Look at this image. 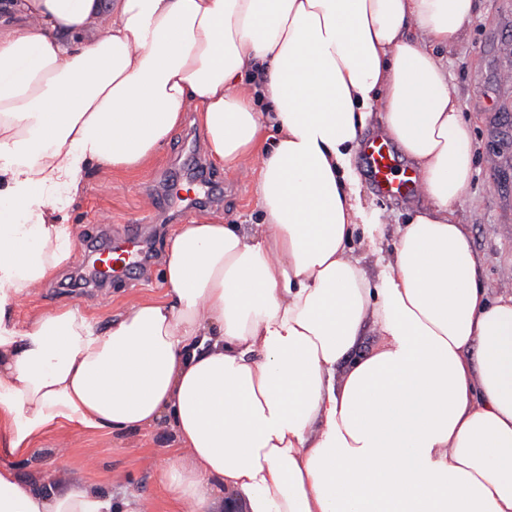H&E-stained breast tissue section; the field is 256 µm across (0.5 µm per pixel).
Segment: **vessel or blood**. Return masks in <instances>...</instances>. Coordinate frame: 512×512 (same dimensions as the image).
Segmentation results:
<instances>
[{
    "label": "vessel or blood",
    "mask_w": 512,
    "mask_h": 512,
    "mask_svg": "<svg viewBox=\"0 0 512 512\" xmlns=\"http://www.w3.org/2000/svg\"><path fill=\"white\" fill-rule=\"evenodd\" d=\"M360 150L367 160L372 188L381 194L407 196L417 192L418 185L407 170L401 169L389 141L380 134L366 139ZM206 185L173 187L158 196L155 206L180 205L182 210L199 208L201 198L208 194ZM147 248L138 225H129L123 238L115 243H94L90 246L91 271L101 280L115 276H136L143 253Z\"/></svg>",
    "instance_id": "vessel-or-blood-1"
}]
</instances>
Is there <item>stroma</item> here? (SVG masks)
I'll use <instances>...</instances> for the list:
<instances>
[{
  "mask_svg": "<svg viewBox=\"0 0 512 512\" xmlns=\"http://www.w3.org/2000/svg\"><path fill=\"white\" fill-rule=\"evenodd\" d=\"M460 108L470 124L474 145L471 185L461 200L474 249L483 259V276L493 293L512 291V0H476L467 36L442 52ZM202 139L196 113H185L181 124L146 164L134 172H92L82 194L63 203L62 213L78 235L94 240L120 233L138 221L152 191L170 183L188 184L194 170L182 149L184 137ZM361 198L372 222L391 226L406 223L413 198L374 193L362 157H355ZM222 188L215 203L199 208L202 216L251 224L261 208L253 176L211 168ZM171 209L156 213L146 228L153 261L138 279L115 278L103 288L70 289L68 282L87 275L83 253L55 279L15 301L11 319L26 326L37 315L71 305L87 318L106 322L125 308L162 295L161 267L170 231L187 223ZM8 418L0 414V468H11L18 480L44 489L63 480H78L110 494L124 512H168L158 467L174 443L172 431L158 426L114 437L56 427L44 432L27 453L10 450L5 439Z\"/></svg>",
  "mask_w": 512,
  "mask_h": 512,
  "instance_id": "obj_1",
  "label": "stroma"
}]
</instances>
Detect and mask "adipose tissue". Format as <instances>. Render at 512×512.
I'll return each instance as SVG.
<instances>
[{
  "label": "adipose tissue",
  "mask_w": 512,
  "mask_h": 512,
  "mask_svg": "<svg viewBox=\"0 0 512 512\" xmlns=\"http://www.w3.org/2000/svg\"><path fill=\"white\" fill-rule=\"evenodd\" d=\"M475 0H0V411L49 427L168 426L174 512H512V295L490 297L458 205L473 171L442 48ZM197 113L205 152L255 166L263 217L178 225L164 293L101 324L20 329L16 298L77 240L58 206L134 171ZM423 208L384 241L351 159L371 122ZM376 255L370 277L357 249ZM375 350L358 355L367 334ZM0 512H115L0 469Z\"/></svg>",
  "instance_id": "1"
}]
</instances>
